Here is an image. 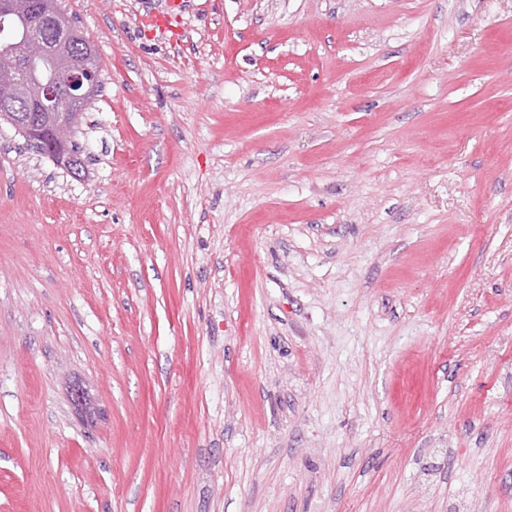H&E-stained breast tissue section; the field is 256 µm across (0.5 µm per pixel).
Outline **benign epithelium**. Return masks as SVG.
Returning a JSON list of instances; mask_svg holds the SVG:
<instances>
[{
	"label": "benign epithelium",
	"mask_w": 512,
	"mask_h": 512,
	"mask_svg": "<svg viewBox=\"0 0 512 512\" xmlns=\"http://www.w3.org/2000/svg\"><path fill=\"white\" fill-rule=\"evenodd\" d=\"M26 38L28 53L22 61L14 60L8 40L0 42V60L11 64L0 80V117L28 140L45 145L47 154L61 163L68 160V142L96 92L98 73L89 58L63 55L74 34L52 0H31ZM48 65L54 76L42 82L40 94L20 97L18 87L37 79Z\"/></svg>",
	"instance_id": "7a95c632"
}]
</instances>
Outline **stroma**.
Here are the masks:
<instances>
[{
  "label": "stroma",
  "mask_w": 512,
  "mask_h": 512,
  "mask_svg": "<svg viewBox=\"0 0 512 512\" xmlns=\"http://www.w3.org/2000/svg\"><path fill=\"white\" fill-rule=\"evenodd\" d=\"M74 175L0 123V512H512V0H58Z\"/></svg>",
  "instance_id": "35a3bbf8"
}]
</instances>
